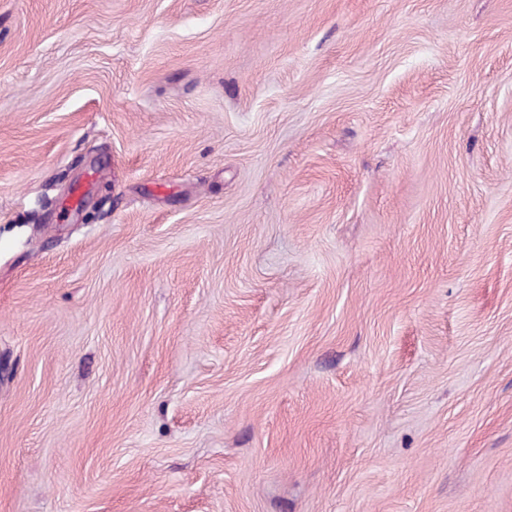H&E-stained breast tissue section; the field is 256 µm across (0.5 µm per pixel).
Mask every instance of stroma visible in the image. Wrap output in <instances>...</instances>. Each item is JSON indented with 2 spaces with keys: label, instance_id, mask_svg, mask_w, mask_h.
<instances>
[{
  "label": "stroma",
  "instance_id": "stroma-1",
  "mask_svg": "<svg viewBox=\"0 0 512 512\" xmlns=\"http://www.w3.org/2000/svg\"><path fill=\"white\" fill-rule=\"evenodd\" d=\"M0 512H512V0H0Z\"/></svg>",
  "mask_w": 512,
  "mask_h": 512
}]
</instances>
